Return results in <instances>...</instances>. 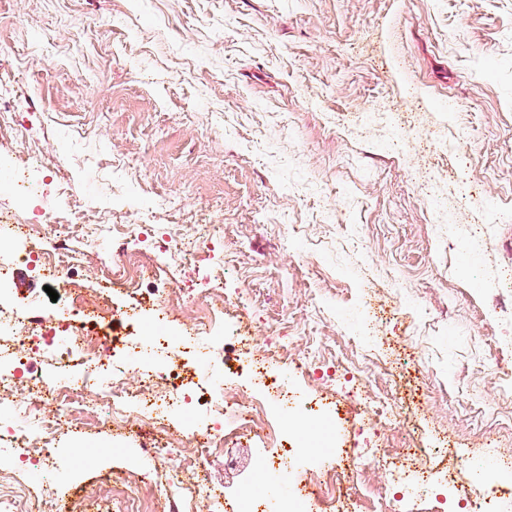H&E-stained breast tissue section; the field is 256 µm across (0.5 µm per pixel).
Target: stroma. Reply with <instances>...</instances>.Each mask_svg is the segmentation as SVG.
I'll return each instance as SVG.
<instances>
[{
	"mask_svg": "<svg viewBox=\"0 0 512 512\" xmlns=\"http://www.w3.org/2000/svg\"><path fill=\"white\" fill-rule=\"evenodd\" d=\"M0 109L14 114L0 220L35 229L12 250L44 335L75 332L80 294L116 310L103 357L151 330L121 312L152 282L114 284L123 239L86 249L71 211L185 238L209 225L226 368L246 365L242 337L287 344L316 368L292 383L331 422L335 470L356 445L414 448L409 474L435 479L420 496L368 467L341 507L305 512H472L512 496V476L484 484L466 465L477 448L512 460V316L499 310L512 300V0H0ZM447 224L485 225L486 248L446 240ZM55 237L87 256L53 300L24 256ZM376 392L405 430L348 422L356 395ZM79 444L94 463L70 481L32 473L22 512L58 497L111 512L121 487L155 512L140 448L94 419L56 431L59 461ZM265 449L203 455L223 512L242 482L259 488Z\"/></svg>",
	"mask_w": 512,
	"mask_h": 512,
	"instance_id": "1",
	"label": "stroma"
}]
</instances>
